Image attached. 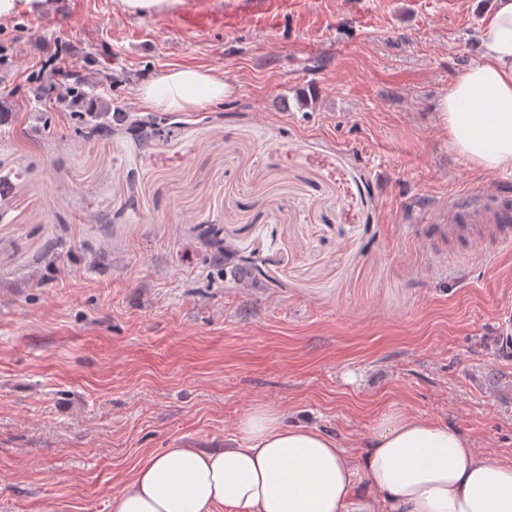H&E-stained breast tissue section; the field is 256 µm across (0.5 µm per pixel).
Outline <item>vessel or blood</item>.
Wrapping results in <instances>:
<instances>
[{"label": "vessel or blood", "instance_id": "1", "mask_svg": "<svg viewBox=\"0 0 512 512\" xmlns=\"http://www.w3.org/2000/svg\"><path fill=\"white\" fill-rule=\"evenodd\" d=\"M179 21L183 27L204 30L216 23L217 17L207 10L189 9ZM486 232L494 237L498 249L512 251V195L493 187L448 214L449 236L469 242Z\"/></svg>", "mask_w": 512, "mask_h": 512}]
</instances>
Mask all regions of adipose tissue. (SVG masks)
<instances>
[{"label":"adipose tissue","mask_w":512,"mask_h":512,"mask_svg":"<svg viewBox=\"0 0 512 512\" xmlns=\"http://www.w3.org/2000/svg\"><path fill=\"white\" fill-rule=\"evenodd\" d=\"M438 110L459 154L480 171H512V0H496ZM228 85L183 67L140 87L147 108L187 112L222 102ZM233 446L167 448L144 459L111 512H512V465L457 430L392 407L354 461L333 436L245 414Z\"/></svg>","instance_id":"ef3b65f1"}]
</instances>
